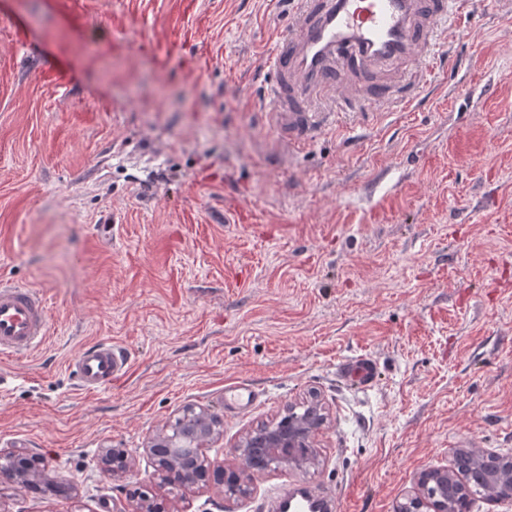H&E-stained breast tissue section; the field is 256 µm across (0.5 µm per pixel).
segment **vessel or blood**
Listing matches in <instances>:
<instances>
[{
    "label": "vessel or blood",
    "mask_w": 512,
    "mask_h": 512,
    "mask_svg": "<svg viewBox=\"0 0 512 512\" xmlns=\"http://www.w3.org/2000/svg\"><path fill=\"white\" fill-rule=\"evenodd\" d=\"M288 27L278 34L267 58L272 79L264 102L287 117L296 142L349 112L345 97L320 112L315 89L346 88L368 81L386 63L419 61L440 47L448 26L473 6V0H290ZM46 303L35 289L0 282V354L24 356L48 334ZM129 367L124 349L104 341L82 349L72 371L82 390L109 387ZM345 381L371 387L374 361L358 356L342 362ZM327 499L310 492L283 491L274 512H329Z\"/></svg>",
    "instance_id": "b4317fda"
}]
</instances>
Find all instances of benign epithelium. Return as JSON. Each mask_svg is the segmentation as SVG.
<instances>
[{"label": "benign epithelium", "mask_w": 512, "mask_h": 512, "mask_svg": "<svg viewBox=\"0 0 512 512\" xmlns=\"http://www.w3.org/2000/svg\"><path fill=\"white\" fill-rule=\"evenodd\" d=\"M306 413L288 427L278 419L247 431L224 449V459L207 456V447L223 437L220 418L189 404L182 410L180 426L167 423L144 448L152 459L160 483L192 492L211 487L222 503L249 497L256 482L283 469L304 471L321 462L318 437L326 423V411L315 394L299 403ZM99 464L123 479L134 471L135 458L123 448H102ZM51 481L50 465L43 453L32 448H0V486L36 491ZM472 482L482 485L485 499L493 504L512 501V453L456 448L448 467L420 473L415 486L396 502L393 512H457L458 498ZM124 512H186L177 503L148 494L129 501Z\"/></svg>", "instance_id": "obj_1"}]
</instances>
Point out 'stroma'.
<instances>
[{
  "mask_svg": "<svg viewBox=\"0 0 512 512\" xmlns=\"http://www.w3.org/2000/svg\"><path fill=\"white\" fill-rule=\"evenodd\" d=\"M289 0H0V280L40 290L49 336L0 356V448H38L75 495L43 512L179 499L143 448L184 406L243 432L318 390L323 461L262 479L338 512H393L455 448L512 452V0H479L417 98L312 141L262 105ZM495 149H488L489 139ZM126 348L81 391L86 345ZM366 355L376 384L337 364ZM257 396L238 412L224 389ZM124 448L137 472L97 464ZM128 367L129 358L125 350L108 341L82 349L72 362L77 383L86 392L112 387Z\"/></svg>",
  "mask_w": 512,
  "mask_h": 512,
  "instance_id": "35a3bbf8",
  "label": "stroma"
}]
</instances>
